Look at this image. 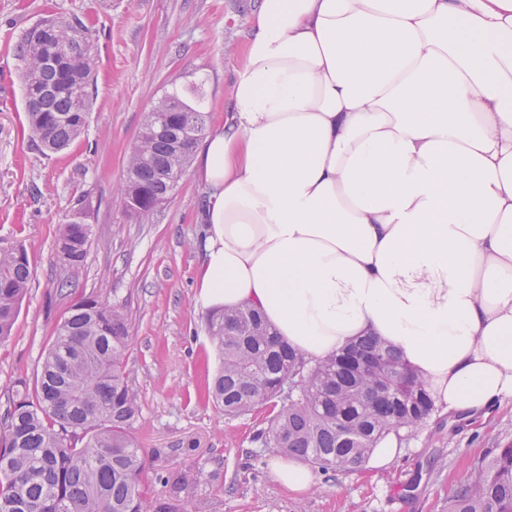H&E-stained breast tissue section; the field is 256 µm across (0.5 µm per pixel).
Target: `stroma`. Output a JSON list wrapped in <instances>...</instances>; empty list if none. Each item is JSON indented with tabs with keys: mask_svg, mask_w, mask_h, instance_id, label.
<instances>
[{
	"mask_svg": "<svg viewBox=\"0 0 512 512\" xmlns=\"http://www.w3.org/2000/svg\"><path fill=\"white\" fill-rule=\"evenodd\" d=\"M255 0H0V248L23 245L34 277L14 332L0 344V416L21 383L32 382L70 304L57 292L71 275L77 295L108 278L109 302L132 317L125 365L142 397L131 434L145 457L146 512H448V499L475 463L512 444V402L470 422L439 410L381 473L364 467L315 470V488L297 499L272 475L277 448L260 411L229 417L205 399L216 367L196 303V270L207 191L187 170L172 199L146 219L128 216L116 189L126 153L150 107L179 91L224 119V103L245 61ZM81 19L98 46L88 130L47 156L27 138L18 62L22 32L47 16ZM83 211L93 234L84 266L68 273L58 249L63 224ZM181 475L195 498H170L161 480Z\"/></svg>",
	"mask_w": 512,
	"mask_h": 512,
	"instance_id": "1",
	"label": "stroma"
}]
</instances>
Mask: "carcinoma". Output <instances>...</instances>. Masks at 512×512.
Returning a JSON list of instances; mask_svg holds the SVG:
<instances>
[{"label": "carcinoma", "instance_id": "1", "mask_svg": "<svg viewBox=\"0 0 512 512\" xmlns=\"http://www.w3.org/2000/svg\"><path fill=\"white\" fill-rule=\"evenodd\" d=\"M46 23L58 55L86 60L77 70L48 62L28 29L15 48L29 140L59 153L88 126L96 48L82 21ZM158 114L199 140L207 128L206 113L177 93L146 114L120 188L126 211L141 218L154 212L152 196L175 194L196 149L175 151L155 128ZM91 235L79 212L63 225L58 249L69 269L86 261ZM31 279L27 250L0 248V343L12 335ZM130 322L127 309L100 295L66 309L34 386H23L0 418V512H144L145 463L130 435L142 399L124 366ZM205 329L218 357L208 387L215 407L230 416L279 407L263 445L311 466L354 469L384 434L409 437L434 410L425 381L376 338L313 365L252 308L212 313ZM448 512H512V444L473 467Z\"/></svg>", "mask_w": 512, "mask_h": 512}]
</instances>
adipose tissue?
I'll list each match as a JSON object with an SVG mask.
<instances>
[{
    "mask_svg": "<svg viewBox=\"0 0 512 512\" xmlns=\"http://www.w3.org/2000/svg\"><path fill=\"white\" fill-rule=\"evenodd\" d=\"M195 167L202 308L312 362L378 337L467 419L512 400V0H258Z\"/></svg>",
    "mask_w": 512,
    "mask_h": 512,
    "instance_id": "1",
    "label": "adipose tissue"
}]
</instances>
